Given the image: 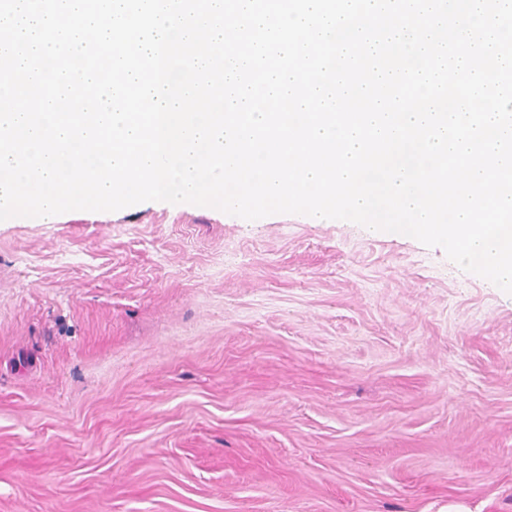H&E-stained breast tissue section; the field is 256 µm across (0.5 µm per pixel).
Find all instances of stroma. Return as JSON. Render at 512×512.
<instances>
[{
	"label": "stroma",
	"instance_id": "35a3bbf8",
	"mask_svg": "<svg viewBox=\"0 0 512 512\" xmlns=\"http://www.w3.org/2000/svg\"><path fill=\"white\" fill-rule=\"evenodd\" d=\"M0 512H512V294L344 220L0 221Z\"/></svg>",
	"mask_w": 512,
	"mask_h": 512
}]
</instances>
